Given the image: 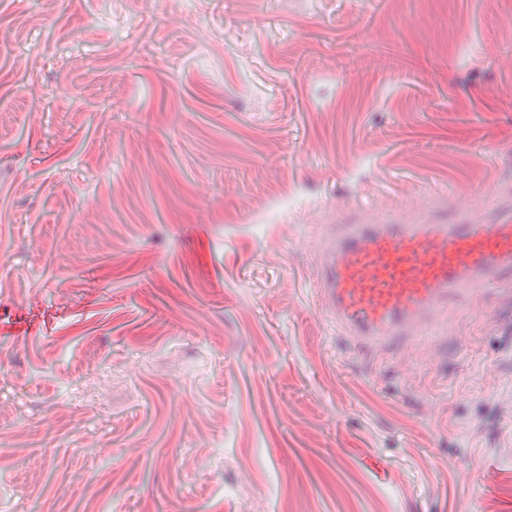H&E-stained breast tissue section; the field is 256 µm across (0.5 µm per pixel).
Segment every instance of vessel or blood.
<instances>
[{
	"mask_svg": "<svg viewBox=\"0 0 512 512\" xmlns=\"http://www.w3.org/2000/svg\"><path fill=\"white\" fill-rule=\"evenodd\" d=\"M318 268L320 309L349 335L427 336L464 296L512 285V211L493 224H346Z\"/></svg>",
	"mask_w": 512,
	"mask_h": 512,
	"instance_id": "vessel-or-blood-1",
	"label": "vessel or blood"
}]
</instances>
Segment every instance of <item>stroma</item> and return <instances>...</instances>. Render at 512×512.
Segmentation results:
<instances>
[{"mask_svg": "<svg viewBox=\"0 0 512 512\" xmlns=\"http://www.w3.org/2000/svg\"><path fill=\"white\" fill-rule=\"evenodd\" d=\"M509 56L512 0H0V512H512L506 295L316 308L323 225L512 210Z\"/></svg>", "mask_w": 512, "mask_h": 512, "instance_id": "1", "label": "stroma"}]
</instances>
